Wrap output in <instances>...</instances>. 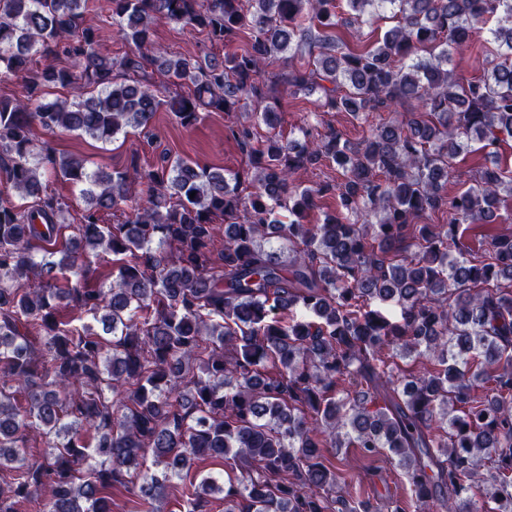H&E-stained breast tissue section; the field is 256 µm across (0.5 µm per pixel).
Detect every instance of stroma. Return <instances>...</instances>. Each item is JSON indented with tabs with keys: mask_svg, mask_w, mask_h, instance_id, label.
I'll use <instances>...</instances> for the list:
<instances>
[{
	"mask_svg": "<svg viewBox=\"0 0 512 512\" xmlns=\"http://www.w3.org/2000/svg\"><path fill=\"white\" fill-rule=\"evenodd\" d=\"M157 39L175 54L194 58L208 55L217 59L224 56L223 49L212 47L204 34L179 24H160ZM317 101L314 95L293 97L288 92H280L278 111L284 136L297 139L305 129L316 136L332 127L341 131L344 139L355 142L383 119L379 113L370 114L364 121L353 119L344 112L324 113L319 110ZM231 122V117L225 113L206 112L195 127L185 128L177 123L171 112L163 109L157 112L149 133H131L127 138L107 144L74 132L49 134L40 130L36 136L39 140L50 141L56 153L85 159L92 169L119 170L134 156L143 166L150 167L166 153L230 172L240 169L245 161L236 142L227 135ZM324 454L348 481L343 488L344 496L368 501L377 512H387L389 500L406 497L403 471L389 457L380 455L367 459L354 448H328Z\"/></svg>",
	"mask_w": 512,
	"mask_h": 512,
	"instance_id": "obj_1",
	"label": "stroma"
}]
</instances>
